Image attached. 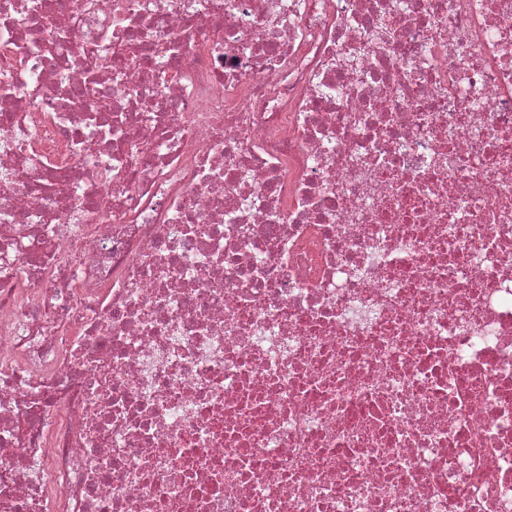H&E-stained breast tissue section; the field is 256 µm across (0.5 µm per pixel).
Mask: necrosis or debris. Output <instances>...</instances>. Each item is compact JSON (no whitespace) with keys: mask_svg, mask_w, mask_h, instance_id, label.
I'll return each instance as SVG.
<instances>
[{"mask_svg":"<svg viewBox=\"0 0 512 512\" xmlns=\"http://www.w3.org/2000/svg\"><path fill=\"white\" fill-rule=\"evenodd\" d=\"M0 512H512V0H0Z\"/></svg>","mask_w":512,"mask_h":512,"instance_id":"obj_1","label":"necrosis or debris"}]
</instances>
